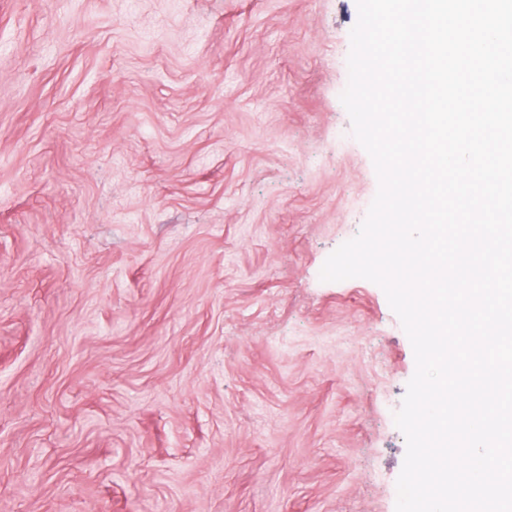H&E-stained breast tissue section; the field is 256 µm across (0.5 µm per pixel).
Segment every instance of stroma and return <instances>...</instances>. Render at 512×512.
Segmentation results:
<instances>
[{
    "mask_svg": "<svg viewBox=\"0 0 512 512\" xmlns=\"http://www.w3.org/2000/svg\"><path fill=\"white\" fill-rule=\"evenodd\" d=\"M356 0H0V512H395L416 370L324 282L379 183Z\"/></svg>",
    "mask_w": 512,
    "mask_h": 512,
    "instance_id": "stroma-1",
    "label": "stroma"
}]
</instances>
